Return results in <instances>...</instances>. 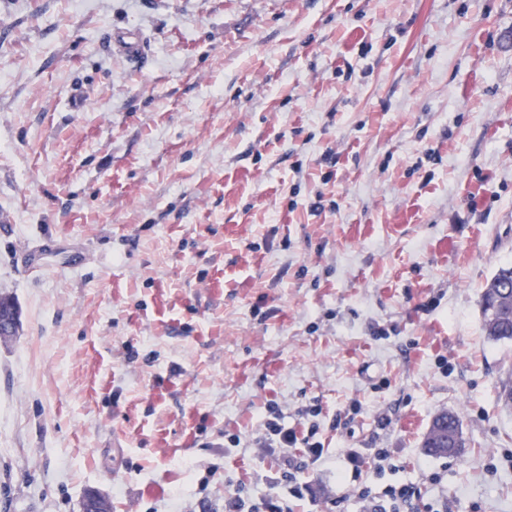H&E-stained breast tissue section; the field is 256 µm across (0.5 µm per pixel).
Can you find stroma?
Returning <instances> with one entry per match:
<instances>
[{
  "label": "stroma",
  "mask_w": 512,
  "mask_h": 512,
  "mask_svg": "<svg viewBox=\"0 0 512 512\" xmlns=\"http://www.w3.org/2000/svg\"><path fill=\"white\" fill-rule=\"evenodd\" d=\"M2 211L0 512L276 494L272 403L325 448L294 512H360L352 448L512 512V0H0ZM112 45L119 55L129 60H138L143 55V41L136 32L123 31L113 35ZM511 276L512 266L499 268L488 281L482 295L481 307L485 330L487 335L496 341H512V290L507 295H502L499 291L504 280L507 279L511 283ZM490 300L491 303L486 306L485 303ZM366 451L376 461L374 467V476L376 479L382 478L386 472H393L399 470L397 460L391 455L387 448H365Z\"/></svg>",
  "instance_id": "1"
}]
</instances>
